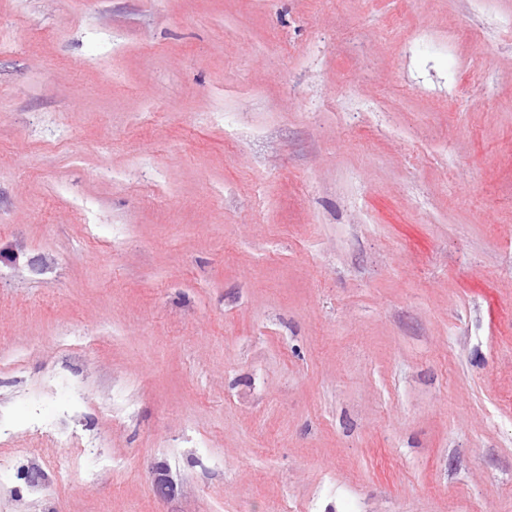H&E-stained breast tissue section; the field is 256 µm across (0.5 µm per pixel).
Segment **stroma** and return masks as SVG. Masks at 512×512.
I'll use <instances>...</instances> for the list:
<instances>
[{
    "instance_id": "35a3bbf8",
    "label": "stroma",
    "mask_w": 512,
    "mask_h": 512,
    "mask_svg": "<svg viewBox=\"0 0 512 512\" xmlns=\"http://www.w3.org/2000/svg\"><path fill=\"white\" fill-rule=\"evenodd\" d=\"M0 512H512V0H0Z\"/></svg>"
}]
</instances>
